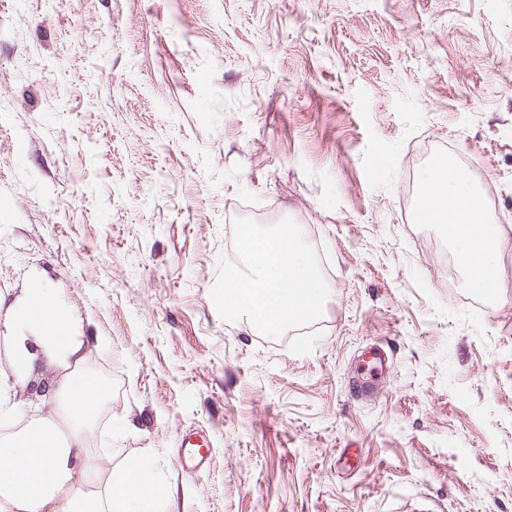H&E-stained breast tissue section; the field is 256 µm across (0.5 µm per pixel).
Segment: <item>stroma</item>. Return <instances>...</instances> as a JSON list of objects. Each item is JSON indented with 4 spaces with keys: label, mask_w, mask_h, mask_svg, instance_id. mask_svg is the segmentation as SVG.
<instances>
[{
    "label": "stroma",
    "mask_w": 512,
    "mask_h": 512,
    "mask_svg": "<svg viewBox=\"0 0 512 512\" xmlns=\"http://www.w3.org/2000/svg\"><path fill=\"white\" fill-rule=\"evenodd\" d=\"M0 291L59 288L112 405L104 473L168 512H512V269L418 222L432 163L512 185V0H0ZM294 226L328 298L224 309L241 231ZM391 367L356 399L357 359ZM210 454L182 469L178 441Z\"/></svg>",
    "instance_id": "obj_1"
}]
</instances>
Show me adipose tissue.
Here are the masks:
<instances>
[{"mask_svg":"<svg viewBox=\"0 0 512 512\" xmlns=\"http://www.w3.org/2000/svg\"><path fill=\"white\" fill-rule=\"evenodd\" d=\"M474 200L462 175L452 170L433 171L421 193L429 223L444 226L460 246L471 284L487 290L499 285L492 260L506 240L489 227ZM241 238L257 274L226 283L227 309L271 333L320 311L324 288L312 277L296 236L259 240L246 228ZM64 307L57 290L47 286L25 289L17 299L0 294V331L11 347V367L0 370V424H9L24 406L37 359L57 368V391L67 401L64 415L39 419L0 444V512H160L161 497L145 461L111 470L105 495L85 489L100 463L83 452L81 428L102 393L98 382L77 372L85 341L72 316L57 318Z\"/></svg>","mask_w":512,"mask_h":512,"instance_id":"obj_1","label":"adipose tissue"}]
</instances>
